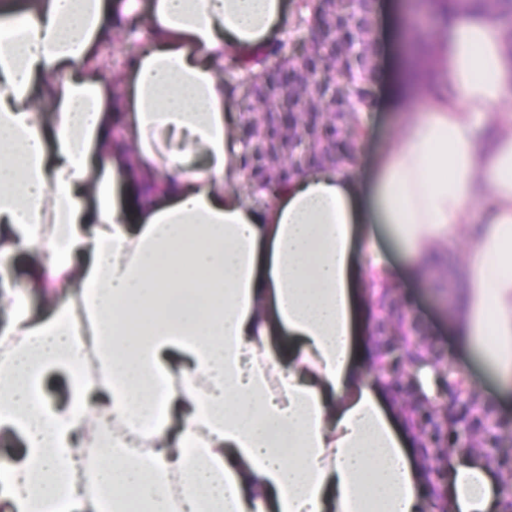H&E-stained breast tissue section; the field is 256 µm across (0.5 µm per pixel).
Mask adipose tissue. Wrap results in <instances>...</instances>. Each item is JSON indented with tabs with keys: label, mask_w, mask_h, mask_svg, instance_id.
Segmentation results:
<instances>
[{
	"label": "adipose tissue",
	"mask_w": 512,
	"mask_h": 512,
	"mask_svg": "<svg viewBox=\"0 0 512 512\" xmlns=\"http://www.w3.org/2000/svg\"><path fill=\"white\" fill-rule=\"evenodd\" d=\"M288 19L287 0H0L9 512H433L432 461L364 337L396 283L381 239L415 277L459 252L455 334L512 389V37L457 11L434 75L408 84L396 57L401 120L372 172L309 168L269 202L241 189L224 68ZM133 27L113 66L108 33ZM58 286L75 296L32 320L24 289ZM444 469L448 512H500L481 452Z\"/></svg>",
	"instance_id": "obj_1"
}]
</instances>
